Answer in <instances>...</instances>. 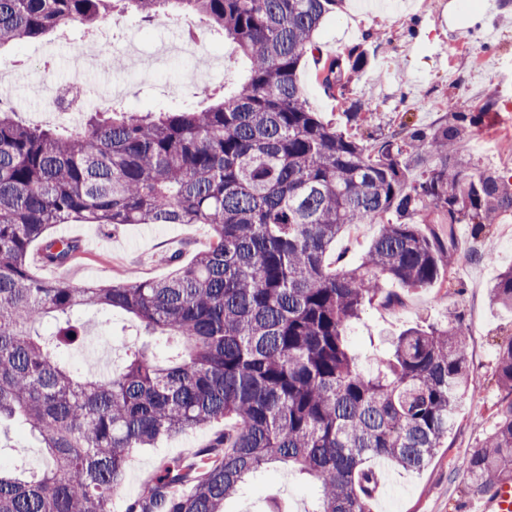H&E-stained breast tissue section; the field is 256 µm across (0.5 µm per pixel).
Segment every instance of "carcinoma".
Masks as SVG:
<instances>
[{"instance_id":"cac0c4a2","label":"carcinoma","mask_w":512,"mask_h":512,"mask_svg":"<svg viewBox=\"0 0 512 512\" xmlns=\"http://www.w3.org/2000/svg\"><path fill=\"white\" fill-rule=\"evenodd\" d=\"M340 2L0 0V47L74 25L93 33L129 5L148 24L197 15L247 61L244 82L206 93L207 107L110 105L81 132L26 124L0 99V425L26 430L46 460L37 473L0 466V512H111L137 449L222 419L232 425L194 461L167 463L128 512H224L271 463L317 487L312 512H372L369 462L423 468L475 398L461 325L402 333L375 373L358 366L350 332L366 305L400 301L386 282L438 279L455 225L478 235L512 215V179L458 152L496 101L370 143L336 130L308 106L298 70ZM368 64L351 49L323 66L322 84L342 91ZM376 221L360 263L329 272L336 238ZM71 223L203 224L210 240L163 279L75 288L34 276L36 243L47 267L79 258L78 241L49 233ZM423 224L448 225V240ZM490 297L512 310V267ZM79 306L132 315L168 355L145 344L116 373L80 375L62 361L81 336ZM496 372L509 401L467 459L474 494L512 478V341Z\"/></svg>"}]
</instances>
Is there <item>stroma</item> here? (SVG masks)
I'll use <instances>...</instances> for the list:
<instances>
[{"mask_svg": "<svg viewBox=\"0 0 512 512\" xmlns=\"http://www.w3.org/2000/svg\"><path fill=\"white\" fill-rule=\"evenodd\" d=\"M449 0H343L336 12L325 17L315 33L319 57H305L299 68V84L313 111L338 130H345L347 102L365 104L361 132L381 137L400 124L427 127L447 119L449 110L474 112L487 99H495L480 135L495 134L492 147L476 150L465 141L460 154L471 165L512 175V133L497 129L512 113V0H482L473 9L449 10ZM113 45L114 63L106 71H91L84 79L88 88L102 80L130 86L120 103L123 108L151 112L181 105V97L164 94L167 85H180L183 95L193 87L183 76L190 63L172 57L150 72L131 68L125 46L135 42L141 56H149L163 40L183 38L180 24L168 28L141 25L123 13L107 32ZM81 27L0 47V73L11 72L12 62L27 59L24 70L12 73L14 109L22 118L37 112L43 96L39 87L74 77L73 45L83 42ZM365 50L367 69L349 80L344 99L325 93L318 73L319 60ZM208 53L219 66L213 85H239L246 64L230 43L213 38ZM54 234L78 240L80 258L58 270L32 263L42 278H65L73 286L109 284L124 276L140 280L168 276L176 265L190 262L208 242L209 231L201 224H58ZM458 258L442 279L427 288L408 290L395 283L386 290L402 297L399 306L381 303L364 308L352 332V349L359 365L376 370L390 337L410 328H428L456 320L468 337L469 364L475 400L462 404L456 424L443 446L418 471L387 464V482L394 497L378 491L373 512H469L475 497L468 489L466 460L472 448L498 420L505 396L496 375L498 352L512 342V310L493 306L489 289L497 274L512 266V216L474 234L468 224L456 228ZM89 328L67 352L65 359L84 374L118 368L126 351L136 346L138 322L125 312L80 308ZM223 422L160 438L152 447L138 449L130 458L123 483L112 496V512H127L128 504L160 468L175 459L191 461L199 448L222 430ZM313 496L310 480L280 465L266 468L248 479L240 492L226 501L225 512H306Z\"/></svg>", "mask_w": 512, "mask_h": 512, "instance_id": "obj_1", "label": "stroma"}]
</instances>
